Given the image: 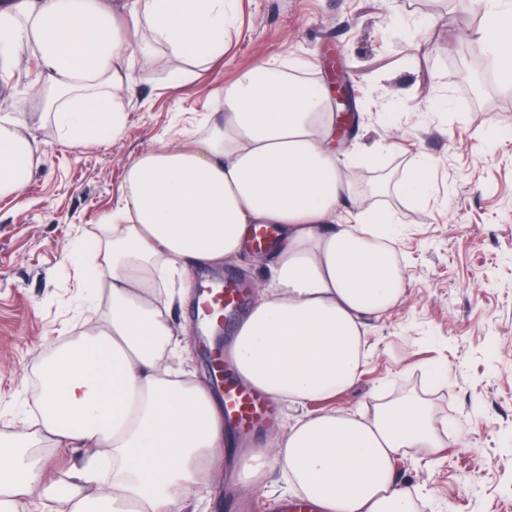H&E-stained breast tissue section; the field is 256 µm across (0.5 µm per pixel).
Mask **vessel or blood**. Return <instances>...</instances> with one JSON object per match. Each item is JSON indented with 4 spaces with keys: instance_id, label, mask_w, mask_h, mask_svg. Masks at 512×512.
Segmentation results:
<instances>
[{
    "instance_id": "vessel-or-blood-1",
    "label": "vessel or blood",
    "mask_w": 512,
    "mask_h": 512,
    "mask_svg": "<svg viewBox=\"0 0 512 512\" xmlns=\"http://www.w3.org/2000/svg\"><path fill=\"white\" fill-rule=\"evenodd\" d=\"M245 294V288L229 276L200 288L198 317L201 323L215 332L223 330L225 317L238 310ZM209 362L221 391L224 413L241 435H251L272 419V400L266 393L243 382L232 369L227 351L215 352Z\"/></svg>"
}]
</instances>
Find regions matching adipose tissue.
<instances>
[{
	"label": "adipose tissue",
	"mask_w": 512,
	"mask_h": 512,
	"mask_svg": "<svg viewBox=\"0 0 512 512\" xmlns=\"http://www.w3.org/2000/svg\"><path fill=\"white\" fill-rule=\"evenodd\" d=\"M236 0H10L0 8V63L17 67L34 46L38 90L60 142L100 143L119 135L116 92L138 58L165 45L188 62L224 52ZM137 33L125 40L122 30ZM491 44L512 80V8L486 16ZM218 110L202 138L164 145L131 161L100 260L86 278L84 330L50 348L41 368V415L0 439V512L26 499L69 500L71 512H182L231 440L219 403L168 364L183 340L160 278L239 259L248 227L276 231L268 275L237 325L233 363L253 387L295 411L286 433L251 456L243 484L280 469L288 492L322 512H416L392 462L413 448H441L417 400L306 411L360 377L367 318L393 307L403 274L384 213H352V180L330 143L334 119L324 94L278 57L243 71L214 93ZM41 159L26 121L0 116V196L20 194ZM109 308L97 314L100 297ZM87 448L86 465L46 482L35 443ZM118 464L98 496L97 462Z\"/></svg>",
	"instance_id": "1"
}]
</instances>
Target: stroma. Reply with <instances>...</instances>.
<instances>
[{"label":"stroma","mask_w":512,"mask_h":512,"mask_svg":"<svg viewBox=\"0 0 512 512\" xmlns=\"http://www.w3.org/2000/svg\"><path fill=\"white\" fill-rule=\"evenodd\" d=\"M224 57L210 66L177 62L165 47L139 63L135 94L116 138L66 145L41 108L30 107L38 74L28 65L0 72V114L23 116L42 149L25 191L0 196V436L37 418L32 380L47 347L77 333L84 316L73 245L108 235L128 164L167 142L203 134L214 92L276 56L300 61L311 87L342 67L355 119L341 160L354 166L353 211L394 215L404 269L398 303L371 317L362 375L333 400L356 408L424 401L446 447L419 448L393 461L395 475L427 512H512V87L498 81L472 103L462 67L483 55L477 33L484 0H237ZM431 166L421 195L406 193L416 158ZM189 302L175 324L194 336L170 357L177 372L209 379V347ZM233 458L207 477L203 500L185 512H265L280 470L247 490L226 476Z\"/></svg>","instance_id":"obj_1"}]
</instances>
